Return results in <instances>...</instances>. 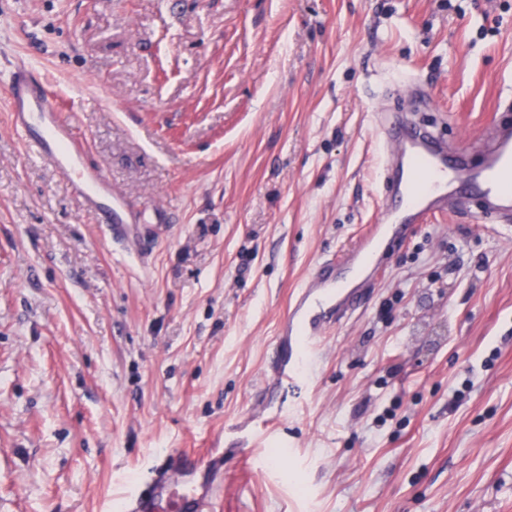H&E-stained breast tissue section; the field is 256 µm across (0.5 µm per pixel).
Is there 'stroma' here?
Listing matches in <instances>:
<instances>
[{"mask_svg":"<svg viewBox=\"0 0 512 512\" xmlns=\"http://www.w3.org/2000/svg\"><path fill=\"white\" fill-rule=\"evenodd\" d=\"M140 234L109 239L0 93V512H121L219 448L214 512H512V235L394 250L268 430L279 323L383 204L378 110L452 140L512 87V0H0ZM255 448L243 460L237 443Z\"/></svg>","mask_w":512,"mask_h":512,"instance_id":"stroma-1","label":"stroma"}]
</instances>
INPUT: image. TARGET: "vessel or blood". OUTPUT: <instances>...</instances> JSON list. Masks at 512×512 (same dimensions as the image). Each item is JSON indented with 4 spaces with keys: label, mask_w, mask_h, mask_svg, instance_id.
<instances>
[{
    "label": "vessel or blood",
    "mask_w": 512,
    "mask_h": 512,
    "mask_svg": "<svg viewBox=\"0 0 512 512\" xmlns=\"http://www.w3.org/2000/svg\"><path fill=\"white\" fill-rule=\"evenodd\" d=\"M6 92L13 128L67 178L72 194L113 237L125 236L124 209L111 182L100 168L87 164L84 142L38 71L26 63L16 65ZM499 109L504 117L488 133L458 143L440 139L412 114L381 115L387 206L350 250L320 262L302 283L271 358L278 387L293 384L326 334L363 305L366 283L415 225L462 207L474 192L478 222L490 219L502 229L512 228V99H501ZM199 466V459L185 451L170 452L152 477L149 496L121 494L125 512H214V484L187 479Z\"/></svg>",
    "instance_id": "obj_1"
}]
</instances>
